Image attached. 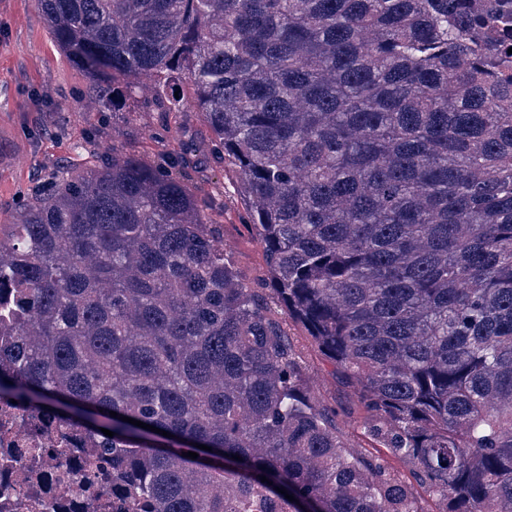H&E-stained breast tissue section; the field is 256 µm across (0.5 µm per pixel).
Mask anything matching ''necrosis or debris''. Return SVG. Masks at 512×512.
<instances>
[{
	"mask_svg": "<svg viewBox=\"0 0 512 512\" xmlns=\"http://www.w3.org/2000/svg\"><path fill=\"white\" fill-rule=\"evenodd\" d=\"M99 459L79 429L0 402V512H102Z\"/></svg>",
	"mask_w": 512,
	"mask_h": 512,
	"instance_id": "1",
	"label": "necrosis or debris"
}]
</instances>
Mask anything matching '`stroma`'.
<instances>
[{
    "label": "stroma",
    "mask_w": 512,
    "mask_h": 512,
    "mask_svg": "<svg viewBox=\"0 0 512 512\" xmlns=\"http://www.w3.org/2000/svg\"><path fill=\"white\" fill-rule=\"evenodd\" d=\"M84 74L50 40L33 0H0V224L12 223L23 200L61 168L81 171L113 153L156 159L185 152L181 178L195 193L224 205L218 220L224 247L246 280L265 276L262 249L244 222L245 204L224 160L210 152L211 132L201 113L184 112L181 126L167 138H154L161 115L94 112ZM306 376L319 400L336 411V428L356 442L362 429L350 417L347 388L300 326L287 325Z\"/></svg>",
    "instance_id": "1"
}]
</instances>
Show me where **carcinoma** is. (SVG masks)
<instances>
[{"label": "carcinoma", "mask_w": 512, "mask_h": 512, "mask_svg": "<svg viewBox=\"0 0 512 512\" xmlns=\"http://www.w3.org/2000/svg\"><path fill=\"white\" fill-rule=\"evenodd\" d=\"M34 2L99 108L202 113L270 280L176 157L55 174L0 224V398L99 440L112 512H512V0ZM291 342L300 353L306 367V376L316 396L326 406L336 409V428L345 439L358 442L363 430L350 417L351 402L348 389L334 373L333 363L323 356L301 326L285 325Z\"/></svg>", "instance_id": "carcinoma-1"}]
</instances>
